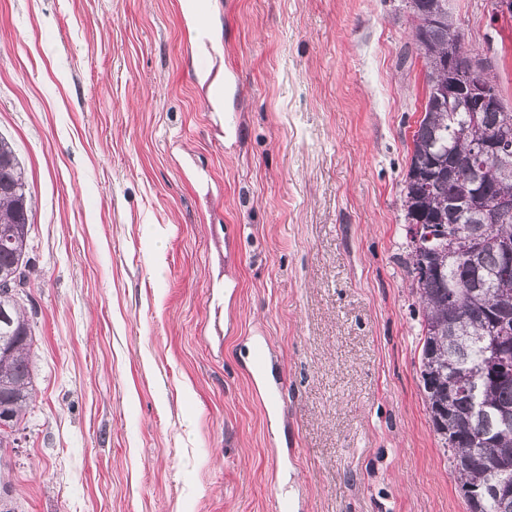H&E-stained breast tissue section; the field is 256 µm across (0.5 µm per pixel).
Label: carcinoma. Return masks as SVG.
Wrapping results in <instances>:
<instances>
[{"label":"carcinoma","instance_id":"carcinoma-1","mask_svg":"<svg viewBox=\"0 0 512 512\" xmlns=\"http://www.w3.org/2000/svg\"><path fill=\"white\" fill-rule=\"evenodd\" d=\"M411 13L417 55L425 62L427 100L424 115L412 135V148L402 189L404 219L422 224L448 221V201L463 200L473 183L484 186L487 203L512 198V178L499 179L473 158L477 144L498 129L512 127V108L470 114L448 110V74L466 75L474 55L466 47L465 33L455 26L461 53L447 60L448 0H415ZM463 127L453 135L449 129ZM455 233L465 240L470 257H442V270L425 277L417 274L419 249L408 244L406 265L411 288L422 304L420 323V383L426 410L442 447L448 435L459 436L450 448L451 464L468 512H512V497L494 496L495 476L512 474V421L501 412L512 411V378H484L491 347L501 337L512 340V320L497 322L496 299L512 303V265L503 245L484 238L481 217L465 208ZM28 182L9 140L0 135V280L11 279L25 288L29 283ZM12 324L0 334V417L19 432L33 393V327L15 297L0 295V308ZM482 435L486 447L473 445L471 435Z\"/></svg>","mask_w":512,"mask_h":512}]
</instances>
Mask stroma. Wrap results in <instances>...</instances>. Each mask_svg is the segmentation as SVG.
<instances>
[{"label":"stroma","mask_w":512,"mask_h":512,"mask_svg":"<svg viewBox=\"0 0 512 512\" xmlns=\"http://www.w3.org/2000/svg\"><path fill=\"white\" fill-rule=\"evenodd\" d=\"M448 0L512 105V17ZM0 0L30 183L15 512H467L419 382L405 0ZM240 71L236 136L193 79ZM265 344L264 382L249 351ZM190 3L192 11L190 21L192 26L200 33H205V28L208 24V2L207 0H180L178 1V9L182 16H184L185 6Z\"/></svg>","instance_id":"obj_1"}]
</instances>
